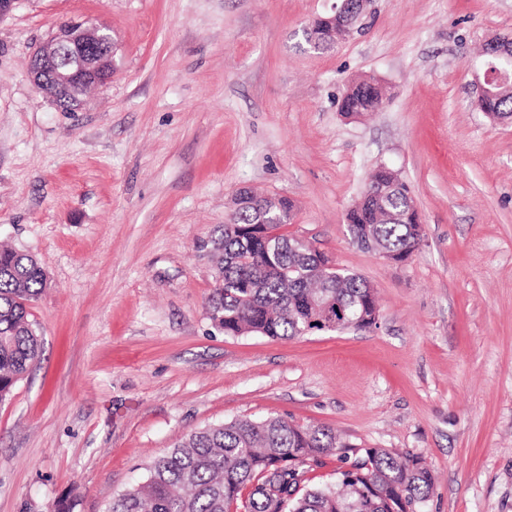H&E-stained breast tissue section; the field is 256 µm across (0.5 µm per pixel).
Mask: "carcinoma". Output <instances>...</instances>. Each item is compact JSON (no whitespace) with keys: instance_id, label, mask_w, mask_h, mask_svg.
Returning a JSON list of instances; mask_svg holds the SVG:
<instances>
[{"instance_id":"carcinoma-1","label":"carcinoma","mask_w":512,"mask_h":512,"mask_svg":"<svg viewBox=\"0 0 512 512\" xmlns=\"http://www.w3.org/2000/svg\"><path fill=\"white\" fill-rule=\"evenodd\" d=\"M359 0L345 15L315 18L304 33L308 45L328 50L357 26ZM383 105L379 84L362 81L341 101L342 114L360 116ZM483 111L512 116V85L487 98ZM362 198L345 216L352 243L377 253L409 258L423 240L408 185L380 165ZM296 204L262 195L233 202L217 242L213 318L226 335L258 334L291 339L323 330L330 314L336 330L358 327L378 309L375 291L360 276L319 270L327 255L280 232ZM44 270L31 255L0 250V402L40 361V341L28 305L46 287ZM343 447L324 426L279 417L237 419L194 431L147 464L144 480L114 495L104 512H420L435 478L420 459L386 448H365L341 471L338 483L306 485L322 455Z\"/></svg>"}]
</instances>
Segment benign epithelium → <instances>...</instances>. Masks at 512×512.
I'll use <instances>...</instances> for the list:
<instances>
[{"instance_id": "obj_1", "label": "benign epithelium", "mask_w": 512, "mask_h": 512, "mask_svg": "<svg viewBox=\"0 0 512 512\" xmlns=\"http://www.w3.org/2000/svg\"><path fill=\"white\" fill-rule=\"evenodd\" d=\"M112 34L87 21L60 24L31 55L28 74L36 89L60 111L75 112L87 88L112 77ZM500 50L485 52L483 79L477 86L476 102L512 84V69L499 68Z\"/></svg>"}]
</instances>
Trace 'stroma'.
<instances>
[{
  "instance_id": "1",
  "label": "stroma",
  "mask_w": 512,
  "mask_h": 512,
  "mask_svg": "<svg viewBox=\"0 0 512 512\" xmlns=\"http://www.w3.org/2000/svg\"><path fill=\"white\" fill-rule=\"evenodd\" d=\"M336 0H16L0 16V244L47 285L37 366L0 403V512H103L150 458L235 419L331 428L344 450L421 458V512H512V121L471 104L512 0H371L331 51L303 30ZM110 30L112 78L75 112L28 77L60 23ZM363 79L375 112L340 103ZM424 230L402 262L344 215L378 165ZM248 187L296 204L288 234L374 288L370 329L288 340L213 319L212 241ZM383 105V94L379 84L362 81L351 86L341 101L340 111L345 116H360L374 112Z\"/></svg>"
}]
</instances>
